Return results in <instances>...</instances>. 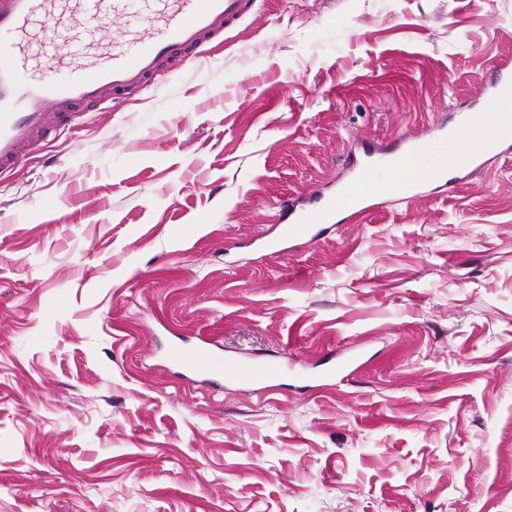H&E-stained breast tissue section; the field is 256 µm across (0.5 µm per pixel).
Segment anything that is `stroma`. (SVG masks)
<instances>
[{"instance_id": "stroma-1", "label": "stroma", "mask_w": 512, "mask_h": 512, "mask_svg": "<svg viewBox=\"0 0 512 512\" xmlns=\"http://www.w3.org/2000/svg\"><path fill=\"white\" fill-rule=\"evenodd\" d=\"M507 64L512 0H258L1 174L0 512H512V152L270 246ZM202 338L293 370L184 377ZM360 357L346 355L342 357L332 356L328 360L327 376L336 375L338 377H347L356 372L363 363L359 364Z\"/></svg>"}]
</instances>
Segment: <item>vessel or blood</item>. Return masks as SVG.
Segmentation results:
<instances>
[{"label":"vessel or blood","mask_w":512,"mask_h":512,"mask_svg":"<svg viewBox=\"0 0 512 512\" xmlns=\"http://www.w3.org/2000/svg\"><path fill=\"white\" fill-rule=\"evenodd\" d=\"M256 0H0V172L15 167L85 109L126 101L151 86L165 65L202 55L205 45L250 15ZM497 121L466 114L448 138L449 157L481 162L512 149V85L493 84ZM415 139L404 141L390 165L397 179L368 185L372 152L354 178L317 205L287 206L274 246L317 238L340 213L362 218L387 192L409 193L434 178L416 159ZM171 361L205 375L223 370L233 382L260 389L278 377L280 360L220 361L208 342L178 345Z\"/></svg>","instance_id":"b4317fda"}]
</instances>
